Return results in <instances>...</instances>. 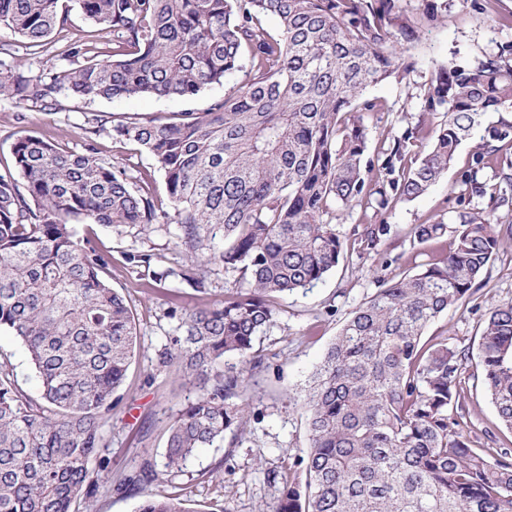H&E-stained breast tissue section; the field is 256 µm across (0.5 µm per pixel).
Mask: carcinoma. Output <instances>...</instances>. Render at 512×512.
<instances>
[{"instance_id":"carcinoma-1","label":"carcinoma","mask_w":512,"mask_h":512,"mask_svg":"<svg viewBox=\"0 0 512 512\" xmlns=\"http://www.w3.org/2000/svg\"><path fill=\"white\" fill-rule=\"evenodd\" d=\"M101 33L72 40L66 68L29 76L0 66V97L57 109L78 98L196 96L232 83L204 112L112 123V139L135 144L163 172L168 206L134 189L126 171L100 157L92 136L109 118L93 114L84 151L21 132L0 166V329L25 346L41 385L22 391L0 362V512H79L104 490L133 496L184 475L202 448L243 435L257 408L245 373L261 367L254 344L280 313L277 299L321 281L344 244L323 216L357 203L364 224L353 242L381 255L384 214L426 192L458 148L484 130L461 176L487 207L455 221L412 228L431 248L419 270L379 279L311 377L302 402L308 447L293 463L304 480L282 484L264 512H512V453L477 447L452 416L466 399L469 349L427 327L463 303L512 223V123L483 126L512 109V45L465 66H440L425 90L427 119L382 133L364 160L366 127L354 112H378L364 92L407 81L412 64L398 37L436 19L446 0H424L405 17L401 0H75ZM63 0H0V30L25 47L62 33ZM280 21L271 33L266 15ZM243 79H237L238 74ZM421 146L415 152L413 147ZM372 173L366 183L363 168ZM491 168L501 185L478 179ZM105 227L175 223L185 263L150 250L124 253L157 284L207 291L208 266L239 273L240 286L189 312L174 307L175 335L155 370L188 379L194 399L173 418L160 455L112 479L104 426L121 402L135 354L132 309L108 276L112 251L69 220ZM452 245H447V240ZM238 358L240 368L225 366ZM482 384L512 431V302L489 309L477 348ZM136 512H188L173 495H146Z\"/></svg>"}]
</instances>
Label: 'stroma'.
Here are the masks:
<instances>
[{
	"label": "stroma",
	"instance_id": "1",
	"mask_svg": "<svg viewBox=\"0 0 512 512\" xmlns=\"http://www.w3.org/2000/svg\"><path fill=\"white\" fill-rule=\"evenodd\" d=\"M483 0H448V10L433 24L421 29L416 40L406 45L413 63L409 85L389 80L370 87L366 99L383 104L380 112H365L368 126L367 157H376L381 134L391 129L403 132L416 123L423 110V90L438 65H464L475 57L512 44V26L486 20ZM63 41L47 48H25L9 32L0 31V63L19 64L38 70L63 65ZM224 87L213 84L191 98L139 97L78 99L60 93L59 107L41 111L38 105L0 98V162L11 159V146L20 131H28L58 142L72 150L85 143V126L91 114H104L115 120L141 119L175 112H201L223 99ZM95 141L104 159L119 163L131 178L133 187L148 186L150 193L165 199L162 172L155 160L135 145L113 141L111 133L101 132ZM472 143L457 151L447 173L424 195L397 203L386 213L391 226L387 242L390 256L398 260L399 272H414L413 259L419 250L410 230L415 225L440 219L451 222L463 209H481L485 199L463 196L461 174L472 159ZM79 235L94 234L98 243L112 252V286L128 301L136 324L137 347L121 389L122 403L105 428L107 456L113 475L136 466L144 452H159L169 422L196 390L183 380L155 373V355L172 335L175 323L166 318L168 308L190 310L200 296L187 284L151 281L144 270L126 265L124 252L153 250L162 264H181L183 255L174 245V225L156 224L150 231L136 225L118 227L77 224ZM503 241L494 260L460 307L448 310L427 330L428 335L446 334L459 345L477 348L490 304L512 302V230L502 229ZM389 271L373 257L348 250L335 271L312 288L284 295L282 312L257 341L263 360L261 370L247 377V395L263 416L251 424L244 438L235 444L202 449L191 459L176 483L151 485L150 493L177 496L188 512H264L279 495L277 485L267 479L269 471H283L303 454L308 441L300 414L302 389L321 362L329 344L351 312L374 292L379 278ZM0 356L11 361L19 386L27 394L39 393V385L27 352L8 330H0ZM463 421L487 448L512 446V433L498 428L495 407L486 394L475 367H468Z\"/></svg>",
	"mask_w": 512,
	"mask_h": 512
}]
</instances>
